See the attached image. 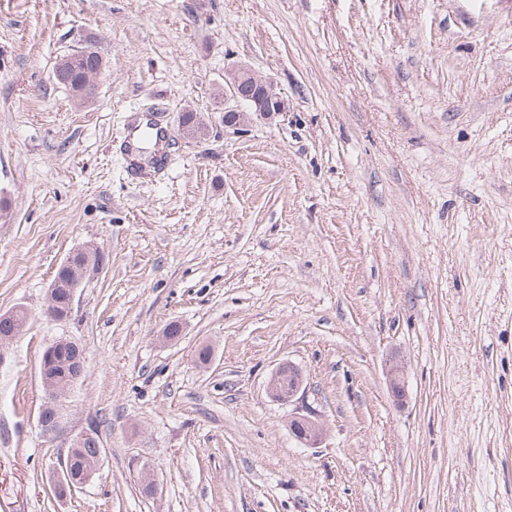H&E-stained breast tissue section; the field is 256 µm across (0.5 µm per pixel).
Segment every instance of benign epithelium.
<instances>
[{"label":"benign epithelium","instance_id":"benign-epithelium-1","mask_svg":"<svg viewBox=\"0 0 512 512\" xmlns=\"http://www.w3.org/2000/svg\"><path fill=\"white\" fill-rule=\"evenodd\" d=\"M287 113L285 100L276 92L273 84L257 76L247 65L237 64L224 70V129L235 133L245 130L253 117L266 119L283 116ZM87 248H77L71 251L62 261L61 266L72 270V278L68 281L70 301H75L79 290L85 287L86 279L94 272L89 263L81 262V256ZM69 345L76 349L75 362L84 364V352L80 345L71 339L62 338L50 344L44 352L40 374L55 361L60 346ZM288 386L281 385L279 371H274L267 384V394L278 403L289 404L298 395L305 393V380L301 371L293 364H288ZM389 386L396 400L402 402L407 398L406 383L399 366L394 365L389 370ZM46 403L39 415V424L44 432L51 433L58 429L60 417L46 421L45 413L57 412V406L65 394L57 386L45 387ZM289 431L300 444L315 447L322 441L321 425L309 415H293L288 421Z\"/></svg>","mask_w":512,"mask_h":512}]
</instances>
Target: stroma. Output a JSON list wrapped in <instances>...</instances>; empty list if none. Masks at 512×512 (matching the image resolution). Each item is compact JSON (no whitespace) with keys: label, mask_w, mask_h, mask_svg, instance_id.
<instances>
[{"label":"stroma","mask_w":512,"mask_h":512,"mask_svg":"<svg viewBox=\"0 0 512 512\" xmlns=\"http://www.w3.org/2000/svg\"><path fill=\"white\" fill-rule=\"evenodd\" d=\"M88 45L83 103L53 70ZM238 62L287 115L225 130ZM149 112L174 146L137 173ZM0 199V313H31L0 366V512H512V0H0ZM85 245L99 273L45 319ZM61 337L87 363L46 436ZM288 362L289 406L266 393ZM89 430L94 479L54 496ZM62 345H70L72 348L76 349V358L73 360V362H77L80 365V367L83 369L84 352H83L82 348L80 347V345L74 340L62 338V339L54 341L45 350L43 359H42V363H41V371H40V374L42 376H44L46 370L51 366L52 362L55 361L56 356H57V351H58L59 347ZM280 366L271 374L267 384V394L269 397L281 404H290L295 401L301 393L304 396L306 386L301 371L292 363L288 362V387H283L280 380ZM65 392L66 391L61 390L57 386L50 387L46 385L45 387V394L47 400H45L46 403L41 408L39 415V424L43 431L46 433L55 432L60 425V417L57 413V406ZM46 412H53L55 414L54 420L52 422H46ZM288 427L295 440L306 447H317L322 441L321 425L309 415L291 416Z\"/></svg>","instance_id":"stroma-1"}]
</instances>
